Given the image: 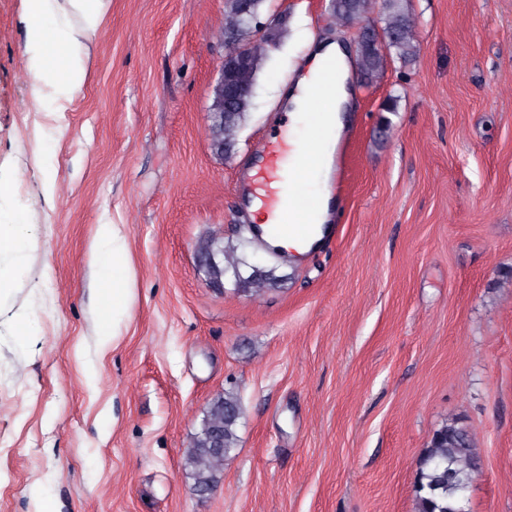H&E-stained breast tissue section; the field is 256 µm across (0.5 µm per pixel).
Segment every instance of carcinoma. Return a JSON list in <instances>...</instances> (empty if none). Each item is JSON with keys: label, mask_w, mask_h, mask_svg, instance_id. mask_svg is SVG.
Wrapping results in <instances>:
<instances>
[{"label": "carcinoma", "mask_w": 512, "mask_h": 512, "mask_svg": "<svg viewBox=\"0 0 512 512\" xmlns=\"http://www.w3.org/2000/svg\"><path fill=\"white\" fill-rule=\"evenodd\" d=\"M266 0H249V11L242 8L243 0H225L224 35L244 51L245 61L234 66L229 80L237 94L224 101V119L215 125L217 138L224 143V151L234 147L242 122L253 105L254 89L259 73L274 44L273 37L258 35L255 19L263 13ZM371 0H330V10L336 23L344 26L369 13ZM386 26L385 47L400 59L409 61L419 51L415 40L416 19L404 0H382ZM385 55L379 45L359 48V81L369 85L383 73ZM251 238L240 235L238 246L220 248L214 240L200 244L198 253L207 258L220 250L224 265L206 266L207 273L218 280L232 273L242 291L260 296L275 285L273 269H254L244 277L241 267L248 265L243 250ZM243 411L239 399L232 393L213 401L207 411L202 429L189 452L188 464L194 474L196 488L207 489L215 484L224 467V461L236 448V428ZM217 434L224 442V452L212 448L211 436ZM481 465V453L470 431L458 421H451L434 431L430 444L419 462L416 481V512H459L464 507L462 493L471 483Z\"/></svg>", "instance_id": "1"}]
</instances>
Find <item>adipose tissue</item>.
<instances>
[{"instance_id":"adipose-tissue-1","label":"adipose tissue","mask_w":512,"mask_h":512,"mask_svg":"<svg viewBox=\"0 0 512 512\" xmlns=\"http://www.w3.org/2000/svg\"><path fill=\"white\" fill-rule=\"evenodd\" d=\"M52 3L53 0H22L23 15L31 20L26 28V71L35 87L51 85L63 93L83 83L86 71L81 66L64 63L62 50L54 46L46 29L37 25L38 17L50 13ZM329 59L340 60L341 68L334 79V91L329 103L314 113L310 110L306 90L319 78L323 62ZM350 74L351 61L347 46L341 41L327 39L311 52L308 69L299 71L293 88L286 95L292 125L307 122L319 130L324 142L321 167L326 171L332 168L336 143L346 128L344 114L353 99L348 84ZM94 246L100 263L112 266V288L103 295L109 310V325L101 333V342L106 345L117 341L128 322L134 303V290L128 247L120 225H98ZM4 250L8 251L10 261L0 265V288L8 289L12 287L18 272L27 265L32 246L15 237L10 225L1 224L0 252Z\"/></svg>"}]
</instances>
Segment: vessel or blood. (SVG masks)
I'll list each match as a JSON object with an SVG mask.
<instances>
[{
  "label": "vessel or blood",
  "mask_w": 512,
  "mask_h": 512,
  "mask_svg": "<svg viewBox=\"0 0 512 512\" xmlns=\"http://www.w3.org/2000/svg\"><path fill=\"white\" fill-rule=\"evenodd\" d=\"M293 146L278 137H270L262 147L260 162L247 174L241 185L245 197L259 200L264 212L271 217L266 232L273 237L305 240L311 225L303 214L311 210L314 197L308 186L319 166V154L307 151L302 162H292Z\"/></svg>",
  "instance_id": "b4317fda"
}]
</instances>
